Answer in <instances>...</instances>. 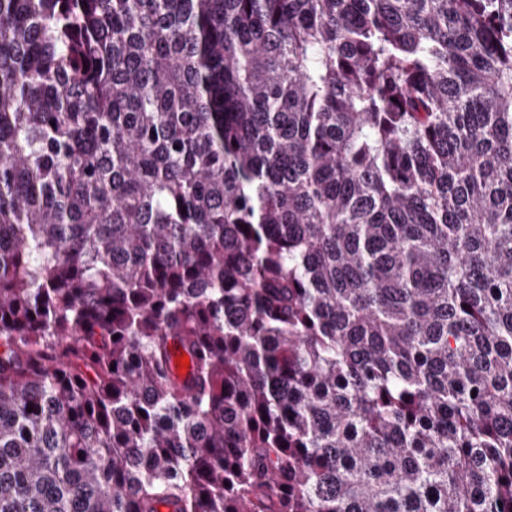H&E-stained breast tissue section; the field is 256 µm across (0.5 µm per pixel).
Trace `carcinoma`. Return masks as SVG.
Returning a JSON list of instances; mask_svg holds the SVG:
<instances>
[{
    "instance_id": "1",
    "label": "carcinoma",
    "mask_w": 512,
    "mask_h": 512,
    "mask_svg": "<svg viewBox=\"0 0 512 512\" xmlns=\"http://www.w3.org/2000/svg\"><path fill=\"white\" fill-rule=\"evenodd\" d=\"M166 503L512 512V0H0V512Z\"/></svg>"
}]
</instances>
